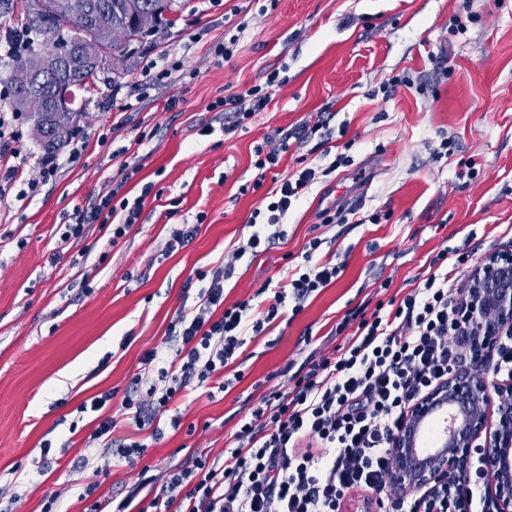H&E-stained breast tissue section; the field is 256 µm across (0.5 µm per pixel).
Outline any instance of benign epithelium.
Here are the masks:
<instances>
[{
    "instance_id": "obj_1",
    "label": "benign epithelium",
    "mask_w": 512,
    "mask_h": 512,
    "mask_svg": "<svg viewBox=\"0 0 512 512\" xmlns=\"http://www.w3.org/2000/svg\"><path fill=\"white\" fill-rule=\"evenodd\" d=\"M25 7L35 19L50 20L81 33L95 69L103 71L111 64L114 49L104 38L105 25L92 17L83 0H26ZM59 67L49 51L17 65L14 79L21 102H29ZM73 98L69 87L56 91L52 112L58 132L76 117ZM470 278L463 322L473 348V362L482 367L498 339L512 334V248L489 253ZM444 405L455 416L450 434L441 450L421 458L416 423L430 408ZM392 448L399 460L392 481L425 491L427 512H470L463 483L476 453L496 470V480L488 487L489 512H512V383L475 373H455L411 404L407 422L394 436Z\"/></svg>"
}]
</instances>
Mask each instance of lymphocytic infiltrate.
Here are the masks:
<instances>
[{"label": "lymphocytic infiltrate", "mask_w": 512, "mask_h": 512, "mask_svg": "<svg viewBox=\"0 0 512 512\" xmlns=\"http://www.w3.org/2000/svg\"><path fill=\"white\" fill-rule=\"evenodd\" d=\"M278 71L246 96L211 103L215 112L231 114L239 127L269 102L268 87L279 84ZM0 114V203L16 183L30 193L49 181L59 163L53 153L20 157L16 138L6 135ZM306 166L284 178L265 210H254L259 225L213 274L198 273L197 313L171 322L170 352L147 351L142 362L157 373L147 391L129 387L120 402L123 416L138 430L155 427L182 391L214 382L225 388L224 369L245 344L247 335H262L279 319L287 300L302 304L342 272L339 265L316 259L321 239H312L303 268L276 287L263 309L244 300L225 306L224 281L245 256H258L283 238L280 226L293 203L317 180ZM140 203L109 190L67 218L63 240L82 237L89 224L110 227L120 239L136 223ZM438 268L422 287L406 294L390 310L374 309L360 318L353 334L333 352L315 355L293 387L278 389L253 403L239 428L224 442L223 452L207 454L189 466L168 469L163 481L143 476L139 487L120 498L95 502L91 512H343L354 489L371 492L379 512H422V493L394 490L390 483L392 438L405 425L408 408L448 376L458 372L469 348L461 336L459 312L470 289L457 269L458 249L438 254ZM155 491L143 504L144 488Z\"/></svg>", "instance_id": "1"}]
</instances>
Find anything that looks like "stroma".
<instances>
[{"mask_svg": "<svg viewBox=\"0 0 512 512\" xmlns=\"http://www.w3.org/2000/svg\"><path fill=\"white\" fill-rule=\"evenodd\" d=\"M174 16L132 41L96 90L79 92L82 154L61 146L52 180L0 205V512H43L51 494L57 512H88L142 468L158 475L220 452L253 402L290 385L311 352L343 344L336 326L346 314L421 285L444 247L466 255L467 274L512 244V0H175ZM232 38L233 56L216 62L215 46ZM275 69L285 84L225 133L209 104ZM321 115L329 139L289 141L254 187L255 147ZM445 137L453 152L436 158ZM340 153L351 165L305 190L283 220L284 239L237 262L224 303L282 282L315 237L318 259L343 264L341 276L247 340L233 365L242 378L228 391L180 394L182 429L166 430L142 457L128 463L105 441L89 442L97 419L80 404L135 380L149 386L143 352L195 311L198 290L186 281L223 264L300 159L324 168ZM119 183L143 200L127 235L114 244L109 229L90 224L62 242L66 215ZM340 206L381 221L324 223L323 212ZM193 223L194 239L169 252L172 231ZM46 442L53 463L41 475ZM90 483L92 499H80Z\"/></svg>", "mask_w": 512, "mask_h": 512, "instance_id": "35a3bbf8", "label": "stroma"}]
</instances>
